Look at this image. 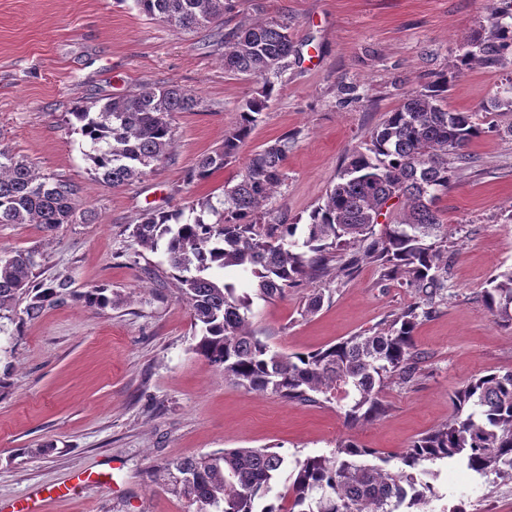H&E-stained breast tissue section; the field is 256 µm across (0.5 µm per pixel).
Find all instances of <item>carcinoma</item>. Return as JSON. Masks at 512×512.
<instances>
[{"instance_id": "obj_1", "label": "carcinoma", "mask_w": 512, "mask_h": 512, "mask_svg": "<svg viewBox=\"0 0 512 512\" xmlns=\"http://www.w3.org/2000/svg\"><path fill=\"white\" fill-rule=\"evenodd\" d=\"M145 14L188 31L220 28L231 0H136ZM490 16L491 36L458 56L456 72L479 63L500 64L512 53V22ZM284 22L246 19L219 36L224 71L257 78L262 87L236 109L237 120L222 146L200 158L188 181L223 169L247 143L269 108L276 76L288 66L295 46ZM448 76L409 92L402 105L371 132L366 150L351 151L338 182L305 224L286 221L273 208L284 182L283 164L292 138L283 136L251 153L224 197L183 210H148L132 230L143 246H163L181 298L189 305L200 335L196 353L248 392L270 391L290 401L314 402L323 394L352 399L350 424L381 414L384 382L416 380L419 356L414 330L420 315L444 301L448 282V230L436 207L454 170L469 161L466 148L483 128L473 114L444 105ZM201 105L194 92L176 84L142 85L97 109L71 112L75 130L90 143L95 178L119 187L172 161V120ZM80 184L39 171L31 162L0 149V225L35 224L53 232L63 224H89L81 208ZM217 216L209 222L204 213ZM385 224L375 232L379 217ZM353 278L359 264L376 262L384 276L411 289L414 301L386 328L351 336L308 353L273 352L250 327L254 299L273 302L306 279L327 272ZM33 252L0 255V311L28 298L24 313L34 319L62 303L68 277L34 281ZM244 267L255 295L239 292L219 273ZM483 302L496 323L512 328V268L495 275ZM456 415L418 436L392 472L369 458L378 451L350 439L331 456H308L289 467L270 447L222 449L173 459L159 467L172 491L194 512H426L439 498L435 474L425 464L458 457L482 477L512 480V370L469 381L456 392ZM286 491L272 495L285 470Z\"/></svg>"}]
</instances>
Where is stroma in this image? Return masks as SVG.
Returning <instances> with one entry per match:
<instances>
[{
  "label": "stroma",
  "instance_id": "35a3bbf8",
  "mask_svg": "<svg viewBox=\"0 0 512 512\" xmlns=\"http://www.w3.org/2000/svg\"><path fill=\"white\" fill-rule=\"evenodd\" d=\"M228 25L273 17L291 25L296 55L275 84L250 140L208 179L188 182L220 147L238 104L260 83L225 73L208 29L186 33L135 0H0V148L40 171L79 183L91 224L54 233L0 226V248L32 251L38 281L106 289L109 305L70 298L37 319L4 312L0 324V512H188L157 476L176 456L270 446L288 461L330 455L351 438L380 456L402 452L455 413L470 379L512 370V329L495 324L481 295L512 267V112L490 110L512 81V55L454 73L464 45L491 34L487 0H234ZM449 109L469 111L486 134L468 150L437 207L448 226V286L435 313L419 317L417 381L391 380L383 412L351 427L346 403H298L226 382L197 355L189 308L163 250L131 237L146 209L171 211L223 196L251 151L295 139L277 204L305 222L347 154L439 75ZM197 91L203 105L175 114L172 162L117 188L100 185L89 145L68 123L75 106H99L142 84ZM326 293L305 315L311 294ZM409 288L376 264L344 280L329 274L255 301L251 323L273 351L309 352L385 327L412 302ZM434 512H512V481L488 483L466 467L436 464Z\"/></svg>",
  "mask_w": 512,
  "mask_h": 512
}]
</instances>
